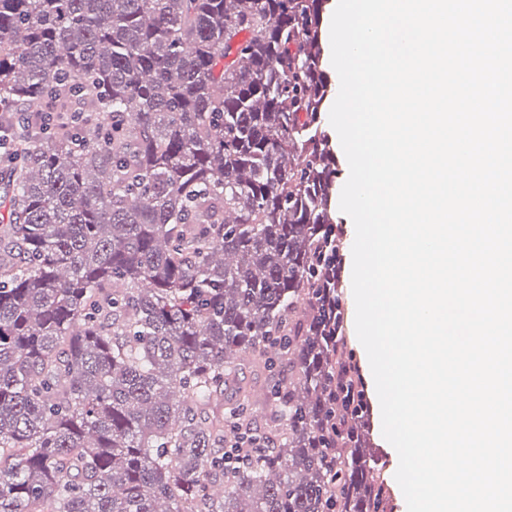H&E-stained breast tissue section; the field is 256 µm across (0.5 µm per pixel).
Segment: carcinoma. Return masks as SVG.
<instances>
[{"mask_svg":"<svg viewBox=\"0 0 512 512\" xmlns=\"http://www.w3.org/2000/svg\"><path fill=\"white\" fill-rule=\"evenodd\" d=\"M326 4L0 0V512H386L335 386Z\"/></svg>","mask_w":512,"mask_h":512,"instance_id":"1","label":"carcinoma"}]
</instances>
